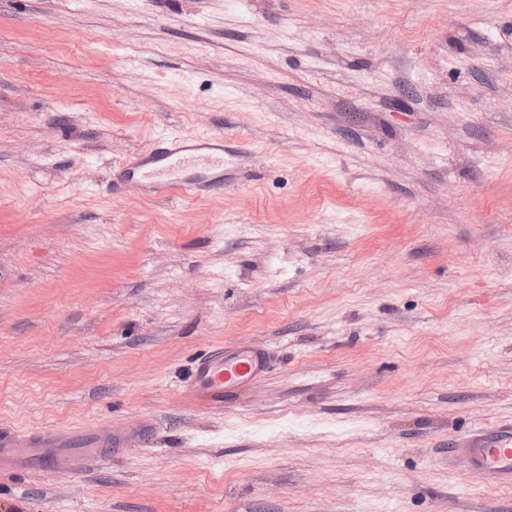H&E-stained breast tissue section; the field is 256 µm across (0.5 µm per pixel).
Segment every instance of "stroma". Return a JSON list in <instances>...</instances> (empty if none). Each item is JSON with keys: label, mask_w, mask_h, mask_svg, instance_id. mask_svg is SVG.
I'll use <instances>...</instances> for the list:
<instances>
[{"label": "stroma", "mask_w": 512, "mask_h": 512, "mask_svg": "<svg viewBox=\"0 0 512 512\" xmlns=\"http://www.w3.org/2000/svg\"><path fill=\"white\" fill-rule=\"evenodd\" d=\"M167 132L223 195H110ZM144 421L0 512H512V0H0V425ZM270 353L263 346L241 342L215 346L193 362L186 393L195 399L224 397V390L256 381L271 368ZM458 457L497 482L512 484V422L450 444L448 458Z\"/></svg>", "instance_id": "obj_1"}]
</instances>
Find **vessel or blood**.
Returning <instances> with one entry per match:
<instances>
[{
	"mask_svg": "<svg viewBox=\"0 0 512 512\" xmlns=\"http://www.w3.org/2000/svg\"><path fill=\"white\" fill-rule=\"evenodd\" d=\"M229 157L220 134L161 135L123 162L122 188L149 197L209 198L224 191ZM271 365L265 347L247 342L215 346L195 359L186 392L195 399H218L226 390L260 379ZM131 434L144 439L150 428L142 424L128 433L106 423L0 428V472L68 475L119 452ZM448 456L464 458L497 482L512 484V422L450 444Z\"/></svg>",
	"mask_w": 512,
	"mask_h": 512,
	"instance_id": "obj_1",
	"label": "vessel or blood"
}]
</instances>
